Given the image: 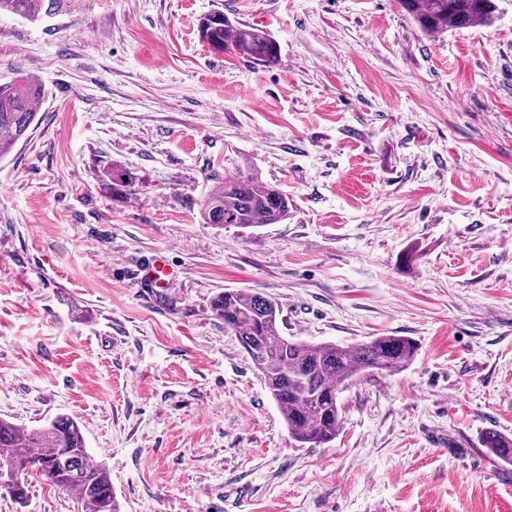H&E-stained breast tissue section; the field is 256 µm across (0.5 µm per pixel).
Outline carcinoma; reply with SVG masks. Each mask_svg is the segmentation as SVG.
Returning a JSON list of instances; mask_svg holds the SVG:
<instances>
[{
  "label": "carcinoma",
  "instance_id": "carcinoma-1",
  "mask_svg": "<svg viewBox=\"0 0 512 512\" xmlns=\"http://www.w3.org/2000/svg\"><path fill=\"white\" fill-rule=\"evenodd\" d=\"M401 3L425 32L469 27L495 11L493 0ZM58 4L59 0H0V13L38 18L54 14ZM198 32L216 52L269 65L278 61V46L266 31L233 22L221 11L201 18ZM41 97V86L27 77L0 83V158L27 138ZM290 206L288 194L264 181L256 169L245 167L205 197L200 215L207 224L252 228L283 223ZM211 308L237 336L283 413L291 437L300 444H326L336 438L342 424L341 385L374 370L398 371L417 352V343L407 336H374L346 347L288 338L276 300L249 289L226 290L213 299ZM482 443L501 464L512 466V438L487 432ZM2 463L15 467L9 495L19 505L29 497L28 478L36 475L74 493L89 512H120L108 469L90 461L79 424L71 417L58 416L32 430L0 420Z\"/></svg>",
  "mask_w": 512,
  "mask_h": 512
}]
</instances>
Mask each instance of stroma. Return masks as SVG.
<instances>
[{"label":"stroma","mask_w":512,"mask_h":512,"mask_svg":"<svg viewBox=\"0 0 512 512\" xmlns=\"http://www.w3.org/2000/svg\"><path fill=\"white\" fill-rule=\"evenodd\" d=\"M214 11L277 64L210 49ZM21 73L43 96L0 159V418H75L121 512H512L481 442L512 434V0L436 34L400 0H61L0 15V82ZM246 165L287 220L203 223ZM227 288L274 298L285 335L417 354L298 444L212 311ZM0 512L84 506L36 479Z\"/></svg>","instance_id":"35a3bbf8"}]
</instances>
